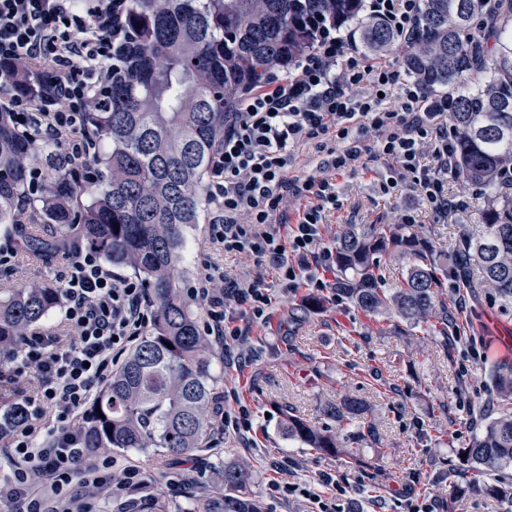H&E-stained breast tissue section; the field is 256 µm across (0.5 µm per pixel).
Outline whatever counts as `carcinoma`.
<instances>
[{
	"instance_id": "cac0c4a2",
	"label": "carcinoma",
	"mask_w": 512,
	"mask_h": 512,
	"mask_svg": "<svg viewBox=\"0 0 512 512\" xmlns=\"http://www.w3.org/2000/svg\"><path fill=\"white\" fill-rule=\"evenodd\" d=\"M485 0H424L422 36L404 56L426 88L457 85L448 122L457 132L455 177L486 189L488 205L456 247L452 272L462 288L491 290L512 308V188L497 171L512 165V30L495 43L475 38ZM356 24L365 50L392 53L395 33L362 17V0H128L129 38L113 48L121 67L87 114L106 150L79 164L36 136L23 135L0 107V229H44L17 239L43 258L64 245L94 246L103 259L136 273L153 305L149 326L95 396L87 447L164 448L189 455L210 434L217 392L208 338L191 308L180 262L189 229L206 218L211 165L224 140V111L267 71L312 43L313 18ZM44 156L40 193L29 197V165ZM336 295L364 314L430 323L448 278L413 224H346L333 236ZM408 260L400 287H384L380 257ZM63 302L62 286L31 282L0 301V354L9 360L22 336ZM173 348H168L167 344ZM512 401V364L491 372ZM101 413H96V410ZM364 400L345 394L326 407L334 425L308 424L288 411L285 430L307 448L336 453L343 431L379 440ZM463 453L471 482L512 464V410L477 425ZM220 488L190 512H263L250 490V466L227 463Z\"/></svg>"
}]
</instances>
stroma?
<instances>
[{
    "label": "stroma",
    "instance_id": "obj_1",
    "mask_svg": "<svg viewBox=\"0 0 512 512\" xmlns=\"http://www.w3.org/2000/svg\"><path fill=\"white\" fill-rule=\"evenodd\" d=\"M388 171L387 161L375 158L337 176L341 206L327 212L325 224H392L399 213L409 211L433 242L438 262H450L467 225L477 222L484 195L469 197L467 214L438 220L419 192L403 188L383 193L380 184ZM188 249L186 269L192 282L198 258L229 275L247 263L244 257L225 253L205 224L191 229ZM61 271L59 259L41 261L21 253L13 266H0V297L25 281H58ZM253 271L268 287L272 304L269 321L251 330L246 344L249 364L240 371L225 367L223 345L212 346L215 388L236 389L254 412L252 446L213 432L190 457L159 448L115 449V465L138 469L144 485L116 495L111 486L92 489L76 481L69 495L89 512H119L121 504L161 487L164 512H186L192 503L212 495L216 473L225 462L245 461L264 512H312V503L304 497L282 496L272 489L280 467L292 461L295 480L304 487L324 471L347 479L354 512H403L411 496L437 498L440 504H453L455 512H507V503L479 488L452 501L448 479L468 480L464 438L488 409L504 405L489 374L494 364L512 358L500 346L503 338L512 336L511 311L487 292L458 289L446 281L443 300L455 336L448 348L439 333L409 327L387 315L369 319L347 301L333 299L328 289L323 309L307 311L304 301L314 296V289L286 291L276 269L266 262ZM345 392L367 402L380 442L348 433L344 453L332 455L288 439L286 410L325 427V403ZM352 455L362 461V468L349 466Z\"/></svg>",
    "mask_w": 512,
    "mask_h": 512
}]
</instances>
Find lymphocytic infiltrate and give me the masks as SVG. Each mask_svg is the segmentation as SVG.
Wrapping results in <instances>:
<instances>
[{
  "instance_id": "1",
  "label": "lymphocytic infiltrate",
  "mask_w": 512,
  "mask_h": 512,
  "mask_svg": "<svg viewBox=\"0 0 512 512\" xmlns=\"http://www.w3.org/2000/svg\"><path fill=\"white\" fill-rule=\"evenodd\" d=\"M125 6L126 0H0V86H11L17 67L43 66L30 90L13 88L6 101L17 128L51 141L72 160L89 154L90 93L103 89L115 65L112 46L126 37ZM367 10L401 45L419 39L422 0H367ZM452 106L447 94L403 78L390 61L359 52L337 27L318 23L312 46L290 59L284 73H268L229 113L209 183L211 236L225 252L268 260L285 290L327 289L320 273L335 260L323 215L340 204L336 174L356 169L362 157L391 161L387 188L410 181L436 215L466 210V200L449 197L447 188L457 163ZM368 131L377 135L370 143ZM302 145L312 146L317 164L310 173L289 175ZM292 202L299 205L293 222ZM61 261L63 328L23 336L11 379L37 380V391L22 396L19 412L0 413V436L11 450L0 501L21 502L22 512H74L67 491L76 480L118 491L139 480L137 470H113L106 459L85 466L90 451L80 421L94 389L148 327V297L139 278L108 269L95 248L65 250ZM190 293L203 302L206 331L229 358L251 327L269 318L267 287L246 273L227 279L202 262ZM215 419L225 435L242 438L254 414L228 390ZM39 476L49 480L48 492L34 491ZM279 491L302 493L320 512H347L348 485L328 473L319 487L287 481Z\"/></svg>"
}]
</instances>
